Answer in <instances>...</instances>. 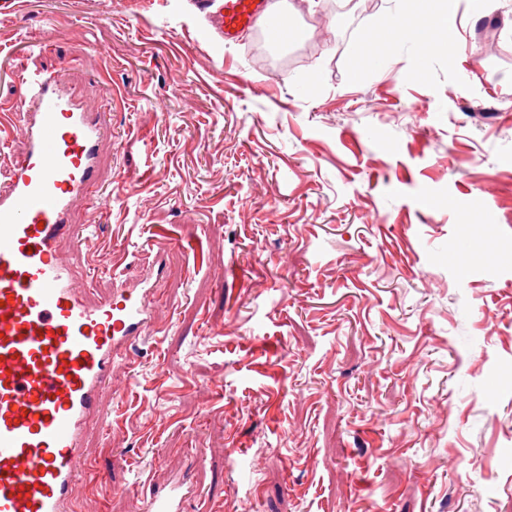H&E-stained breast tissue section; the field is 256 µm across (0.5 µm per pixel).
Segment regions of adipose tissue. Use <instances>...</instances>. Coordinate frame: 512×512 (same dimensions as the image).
<instances>
[{
	"label": "adipose tissue",
	"instance_id": "obj_1",
	"mask_svg": "<svg viewBox=\"0 0 512 512\" xmlns=\"http://www.w3.org/2000/svg\"><path fill=\"white\" fill-rule=\"evenodd\" d=\"M451 0H403V7L390 13L382 27L365 33L359 40L356 58L371 64L382 46L393 43L424 59L447 45L455 13Z\"/></svg>",
	"mask_w": 512,
	"mask_h": 512
}]
</instances>
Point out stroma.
<instances>
[{"label": "stroma", "instance_id": "1", "mask_svg": "<svg viewBox=\"0 0 512 512\" xmlns=\"http://www.w3.org/2000/svg\"><path fill=\"white\" fill-rule=\"evenodd\" d=\"M396 6L314 0L287 49L220 53L189 0L0 10V106L16 57L114 100L102 182L130 193L83 246L95 289L140 277L154 229L180 241L77 502L133 512L139 471L183 470L188 512H512V0H457L424 63H357Z\"/></svg>", "mask_w": 512, "mask_h": 512}]
</instances>
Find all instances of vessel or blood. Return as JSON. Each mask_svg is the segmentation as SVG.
<instances>
[{"mask_svg": "<svg viewBox=\"0 0 512 512\" xmlns=\"http://www.w3.org/2000/svg\"><path fill=\"white\" fill-rule=\"evenodd\" d=\"M212 27L210 41L239 43L264 24L273 44L288 29L276 0H195ZM21 91L0 113V149H24L0 188V512L76 510L74 488L85 464L83 438L102 419L105 392L136 381L135 349L153 330L147 282H115L93 296L73 261L102 219L101 113L87 112L58 70L15 61ZM89 201L88 223L73 221ZM73 255L65 257L62 244ZM193 489L173 476L137 501V512H186Z\"/></svg>", "mask_w": 512, "mask_h": 512, "instance_id": "vessel-or-blood-1", "label": "vessel or blood"}]
</instances>
